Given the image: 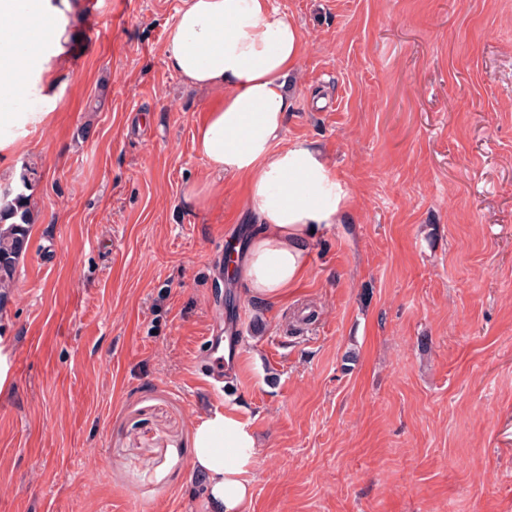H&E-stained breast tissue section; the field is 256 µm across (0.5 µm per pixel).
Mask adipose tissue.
Wrapping results in <instances>:
<instances>
[{
  "label": "adipose tissue",
  "instance_id": "obj_1",
  "mask_svg": "<svg viewBox=\"0 0 512 512\" xmlns=\"http://www.w3.org/2000/svg\"><path fill=\"white\" fill-rule=\"evenodd\" d=\"M80 0H0V103L48 99L67 57L68 21ZM304 36L271 0H183L164 43L167 67L188 84L223 90L196 126L193 143L213 172L244 180L257 226L230 273L253 301L270 303L310 268L316 235L351 219L350 184L314 143L281 146L294 104L290 82ZM256 441L247 420L227 412L198 422L192 468L207 480L213 512H245Z\"/></svg>",
  "mask_w": 512,
  "mask_h": 512
}]
</instances>
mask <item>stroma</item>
I'll return each instance as SVG.
<instances>
[{
    "label": "stroma",
    "mask_w": 512,
    "mask_h": 512,
    "mask_svg": "<svg viewBox=\"0 0 512 512\" xmlns=\"http://www.w3.org/2000/svg\"><path fill=\"white\" fill-rule=\"evenodd\" d=\"M182 3L82 0L50 121L0 163L41 175L0 309V512H209L193 370L232 326L249 512H512V0H272L305 39L282 142L322 145L355 208L270 306L224 268L244 188L193 145L217 94L164 63Z\"/></svg>",
    "instance_id": "1"
}]
</instances>
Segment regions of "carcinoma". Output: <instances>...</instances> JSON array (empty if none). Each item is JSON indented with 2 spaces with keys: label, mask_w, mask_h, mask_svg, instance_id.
Here are the masks:
<instances>
[{
  "label": "carcinoma",
  "mask_w": 512,
  "mask_h": 512,
  "mask_svg": "<svg viewBox=\"0 0 512 512\" xmlns=\"http://www.w3.org/2000/svg\"><path fill=\"white\" fill-rule=\"evenodd\" d=\"M20 185L0 186V306L11 297L20 258L27 250L31 211L28 192L38 181L33 168H23Z\"/></svg>",
  "instance_id": "obj_1"
}]
</instances>
